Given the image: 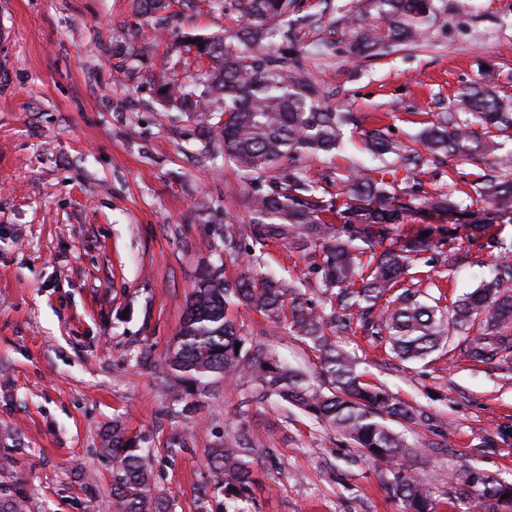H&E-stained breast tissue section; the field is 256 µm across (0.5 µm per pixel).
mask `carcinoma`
<instances>
[{"mask_svg": "<svg viewBox=\"0 0 512 512\" xmlns=\"http://www.w3.org/2000/svg\"><path fill=\"white\" fill-rule=\"evenodd\" d=\"M295 0H234L236 29L224 35L187 34L184 51L209 66L198 73V88L164 81V105L192 112L215 135L224 161L258 187L249 198V221L224 225V253L245 252L255 263L271 240L295 251L318 275L319 299L280 279L242 273L224 275V265L204 269L164 366L185 391L177 418L187 423L212 385L248 374L257 384L254 400L275 397L338 433L387 476L402 512H437L432 483L408 475L414 455L404 436L389 426L395 419L432 426V412L412 406L384 384L367 383L356 357L332 340L341 332L361 333L388 347L391 358L424 361L463 338L466 361L489 364L512 352V250L493 237L472 236L451 244L421 234L396 247L384 246L387 230L419 212L448 216L456 224L512 223V152L498 153L499 136L512 137V95L476 83L461 92L451 112H437L418 132L421 148L395 139L387 127L361 130L352 112L326 102L302 52L310 20H288ZM143 16L167 8L166 0H134ZM448 10L439 0H364L347 10L354 29L349 53L382 56L423 39L428 24ZM361 133L365 149L379 161L336 176L335 196L319 182L299 176L294 163L331 158L343 144L344 129ZM476 172L464 189L430 188L429 172L449 161ZM487 204L470 210L461 196ZM382 249H377V246ZM499 250L494 274L450 302L431 273L444 255L448 270L470 259L472 249ZM250 305L275 327L307 346L315 373L292 368L261 346L248 343L229 315L233 305ZM240 348H235V345ZM116 462L112 512H171L170 500L154 493L149 451L118 422L102 436ZM209 468L220 475L224 501L250 498L252 469L238 438L211 449ZM448 495L471 512H512V482L463 470L448 473Z\"/></svg>", "mask_w": 512, "mask_h": 512, "instance_id": "1", "label": "carcinoma"}]
</instances>
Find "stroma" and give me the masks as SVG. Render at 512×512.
I'll return each instance as SVG.
<instances>
[{
    "label": "stroma",
    "instance_id": "obj_1",
    "mask_svg": "<svg viewBox=\"0 0 512 512\" xmlns=\"http://www.w3.org/2000/svg\"><path fill=\"white\" fill-rule=\"evenodd\" d=\"M230 2L171 0L144 17L133 0H0V27L12 31L0 40V496L20 498L23 512H107L115 463L101 436L116 421L152 449L154 486L173 512H223L208 455L230 435L275 451L270 461L262 448L246 452L244 512H398L348 442L280 400L254 402L251 378L215 384L189 425L171 417L181 388L162 362L200 271L224 253L225 225L246 222L252 189L205 149L189 113L159 105L156 85L196 71L194 55L172 46L233 26ZM447 2L419 46L358 61L342 21L357 0H296V16L336 25L313 72L328 104L408 143L419 113L442 111L484 68L512 91V0H471L464 12ZM353 162L373 159L349 136L336 156L301 161L298 172L316 180ZM494 263L483 251L438 278L455 297ZM252 269L316 285L276 240ZM230 314L244 336L313 370L314 355L259 311ZM335 341L365 380L446 424L443 436L399 427L416 450L407 468L436 485L439 512H454L449 471L512 482V355L474 364L451 349L425 364L388 360L358 334Z\"/></svg>",
    "mask_w": 512,
    "mask_h": 512
}]
</instances>
